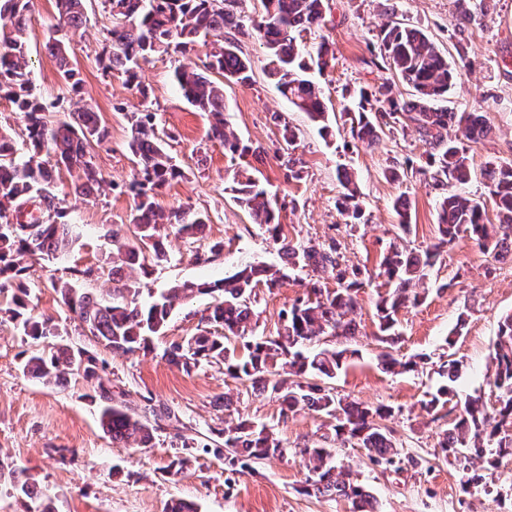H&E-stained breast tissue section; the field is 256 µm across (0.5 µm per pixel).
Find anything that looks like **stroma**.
I'll return each mask as SVG.
<instances>
[{"mask_svg":"<svg viewBox=\"0 0 512 512\" xmlns=\"http://www.w3.org/2000/svg\"><path fill=\"white\" fill-rule=\"evenodd\" d=\"M394 15H387V6ZM483 25L457 30L456 0H327L325 24L305 32L304 44H331L335 58L310 77L321 89L333 134L322 137L305 113L276 91L262 71L264 48L247 39L243 50L254 61L253 80L224 88V118L239 137L265 153L262 180L280 208L279 220L289 240L307 245L336 244L343 264L366 269L367 279L356 292L359 333L345 340L322 337L323 348L354 349L332 385L337 393L370 407H390L387 425L398 446L392 465L373 464L363 449L333 443L337 459L349 462L358 482L377 500L381 512H512V456L486 470L489 492L466 489L459 466L445 460L439 440L454 416L448 409L427 411L430 393L450 385L453 399L481 397L487 407L498 404V391L486 377L489 354L501 319L512 313V259L481 250L469 238L458 239L443 252L427 278L428 291L417 305L398 313L401 336L393 348L378 340L376 303L388 291L379 277V263L390 245L424 249L438 238V194L421 173L426 146L411 127L387 129L373 147L353 138L347 109L352 93L388 77L375 64L376 36L388 18L424 30L445 52L462 77L449 92L445 107L453 112H478L491 128L487 137L467 143L473 168L512 161V0H485ZM54 0H33L29 28V64L36 93L51 112H67L82 104L100 113L110 131L96 147V166L105 177L98 193L82 200L68 197L69 219L86 228L80 249L60 259L43 261L30 278L29 305L50 317L58 335L38 341L25 336L7 319H0V512H33L34 505L14 488L9 472L24 469L29 481L42 489L52 512H165L177 499L194 502L199 512H356L352 501L318 497L304 491L306 470L300 451L319 442L329 431L328 420L300 408L281 414L278 399L256 394L224 375L220 364H205L192 372L169 362L171 344L204 328L215 303L200 295L175 307L150 352L100 351L97 378L70 374L62 385H47L24 374L23 356L51 351L58 342L94 349L82 325L58 300L51 279H67L72 269L94 268L84 288H111V245L108 229L127 227L133 195L128 188L135 159L127 148L132 113L155 112L159 128L169 133V151L183 178L158 190L163 209L190 207L208 214L205 236L196 241L169 237L167 262L149 265L137 274L141 301L183 281H213L232 274L245 263L276 264L280 258L270 239L234 200L229 185L240 159L226 155L209 141L208 118L196 111L177 90L173 70L179 65L201 66L207 48L141 64L140 79L149 99L126 85L123 77L104 74L98 62L106 45L109 22L101 0H88L82 26L69 30L71 60L79 73V92L67 90L45 43L55 22ZM301 131L294 157L302 163L301 179H293L283 162L282 122ZM404 169L399 181L387 180L390 166ZM354 170L359 177L364 218L346 223L336 210L340 190L336 171ZM411 205V231L399 235L393 207L400 194ZM220 246L209 263L196 253ZM307 270L270 290L257 288L256 335L270 336L281 327V314L303 296ZM426 357L423 370L399 375L385 372L381 355ZM462 365L456 382L444 371L448 361ZM112 392L114 403L136 413L149 408L171 411L144 448L114 444L99 424V386ZM241 417L272 428L286 449L284 456L234 471L222 458L204 449L226 420ZM189 458L181 474L170 471L176 457Z\"/></svg>","mask_w":512,"mask_h":512,"instance_id":"1","label":"stroma"}]
</instances>
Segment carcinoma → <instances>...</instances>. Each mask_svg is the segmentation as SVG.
I'll return each instance as SVG.
<instances>
[{"label": "carcinoma", "instance_id": "1", "mask_svg": "<svg viewBox=\"0 0 512 512\" xmlns=\"http://www.w3.org/2000/svg\"><path fill=\"white\" fill-rule=\"evenodd\" d=\"M458 2V29L465 32L480 25L482 8L470 0ZM238 0H103L112 24L108 28V48L103 70L119 74L143 98L147 89L138 80L139 62L155 56L185 53L199 40L215 31L229 30V36L211 44L201 69L178 66L174 78L183 97L211 117L208 139L224 145L232 156H252L262 161V151L242 142L224 121V83L251 81L253 63L241 49V39H259L266 52L264 73L278 91L305 113L320 132L329 133V115L320 90L309 77L316 67L325 69L333 55L326 40L311 48L300 41L301 33L324 25V0H261L258 19H244L237 12ZM57 23L46 48L54 59L60 78L77 89L71 66L67 32L85 18V0H55ZM33 0H0V93L6 94L25 122L27 152L18 153L13 140L0 132V313L21 327L34 340L56 336L50 320L32 314L29 308L28 279L46 258H57L79 243L77 225L67 221L57 182L61 171L72 180L69 191L88 198L98 190L102 174L93 162L92 149L108 140L109 132L99 113L89 107L59 117L34 93L27 60V32ZM382 61L400 80L412 87L414 98L402 103L394 96L393 83L386 80L373 90L359 91L357 112L351 117V131L371 145L383 128L392 123L411 125L427 145L423 173L439 190L438 242L423 250H391L381 266L393 284L376 305L379 339H398L397 315L407 303L419 300L416 288L424 284L428 271L437 262L441 249L467 236L485 251L504 247L512 235V164H492L479 173L486 197L472 198L459 188L472 180L474 169L466 148L450 129H464L473 142L487 136L490 127L476 112H451L438 105L460 77L445 55L424 31L397 21L386 23L378 34ZM156 114L146 112L131 118L128 147L137 158L133 183L138 188L131 211L133 236L118 230L107 234L112 244V283L107 296H99L69 281H53L51 287L60 304L81 323L87 335L102 349L116 353L150 351V339L167 328L178 299L197 294H216L218 301L206 317L221 328V334L204 330L182 344H174L169 360L189 373L203 363H222L229 377L250 384L255 393L278 397L282 413L302 405L332 417L336 439L365 450L376 463L393 464L398 450L387 427L380 420L391 410L371 409L340 398L334 388L319 384L336 376L349 349H314L321 336L349 339L357 335V300L354 289L362 284L359 267L344 266L336 247L317 250L288 239L279 221V212L255 176L259 168L247 164L233 177L234 198L248 211L254 223L266 227L277 246L283 267L273 270L247 265L233 274L210 283L172 285L143 304L139 288L129 273L145 268L147 262L167 260L164 227L183 238L202 234L207 216L190 208L163 210L155 201L157 191L184 176L166 149L164 136L155 123ZM341 187L337 210L346 220H358L362 208L352 173L337 171ZM493 206L499 228L485 222L487 206ZM400 217L398 228L411 230L410 201L401 195L394 204ZM312 273L329 272L338 288L322 287L309 281V289L285 312L282 329L274 336H255L256 317L251 308L255 288L276 287L297 269ZM242 344L243 355L232 343ZM495 366L493 385L499 390V406L488 411L480 399L469 397L455 404L456 417L439 441L446 459L466 470L465 484L487 489L485 476L472 470L478 461L496 466V458L512 455V315L499 325L492 353ZM98 358L89 350H76L60 343L55 350L33 351L23 363V372L48 384L59 385L76 371L87 379L97 376ZM100 425L115 444L148 445L156 430L152 421L168 418V412L138 414L115 404L104 386H99ZM213 452L224 456L230 466L260 463L284 455L285 449L273 430L265 425L241 421L217 432ZM307 469L305 491L327 497L353 500L357 512H378L375 498L351 478L350 471L335 460L331 449L320 444L302 449Z\"/></svg>", "mask_w": 512, "mask_h": 512}]
</instances>
